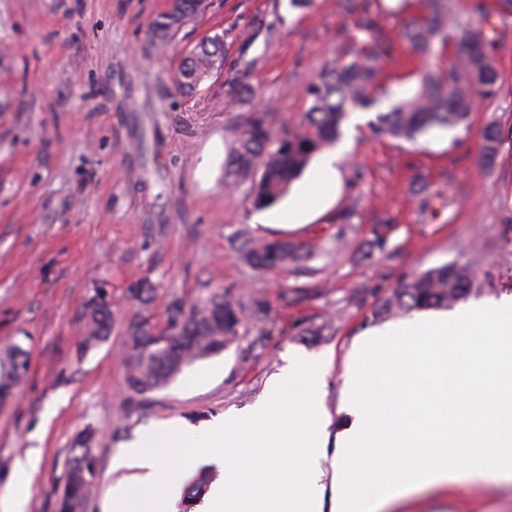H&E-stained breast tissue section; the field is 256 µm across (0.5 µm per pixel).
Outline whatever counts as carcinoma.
<instances>
[{"label":"carcinoma","mask_w":512,"mask_h":512,"mask_svg":"<svg viewBox=\"0 0 512 512\" xmlns=\"http://www.w3.org/2000/svg\"><path fill=\"white\" fill-rule=\"evenodd\" d=\"M200 0H175L173 7L151 23L152 45L166 44L193 16L203 10ZM341 9L365 15L357 51L340 67L325 71L306 90L309 107L298 124H278L275 114L256 109L239 116L240 133L230 152L224 186H248L256 209L276 204L313 157L339 142L350 111L367 108L378 100L391 101L388 111L377 115V133L399 142L415 143L434 129L468 125L479 96L493 98L501 75L489 40L480 27L460 21L453 0H397L394 11L407 16L405 40L425 62L417 72L418 89L406 99L392 100L391 88L378 83L380 62L395 51L381 38L371 0H340ZM224 65V36L216 34L196 44L175 78L185 95L198 91L211 73ZM506 140L502 126L487 122L481 130V155L486 166L495 164ZM242 260L258 271L272 268L315 276L311 265L320 245L312 239L257 240L241 230L231 241ZM156 291L144 279L129 288L138 310L124 327L125 402L128 411L145 396L168 386L184 368L216 355L244 336L249 328L269 323L265 299L258 293L246 297L229 289L207 291L192 302L173 299L167 308L165 328L153 323L147 307ZM480 292L479 280L467 264H443L404 279L382 297L372 318L389 317L433 308H449ZM112 333V309L98 291L84 314L82 347L93 348ZM28 352L18 343L0 348V405L23 380ZM97 435L78 433L67 460L63 485L57 495V512H84L100 480Z\"/></svg>","instance_id":"cac0c4a2"}]
</instances>
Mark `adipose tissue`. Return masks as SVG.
I'll return each instance as SVG.
<instances>
[{
    "mask_svg": "<svg viewBox=\"0 0 512 512\" xmlns=\"http://www.w3.org/2000/svg\"><path fill=\"white\" fill-rule=\"evenodd\" d=\"M337 183L323 162L288 227ZM341 394L331 512H397L465 476L512 480V295L372 330L347 354Z\"/></svg>",
    "mask_w": 512,
    "mask_h": 512,
    "instance_id": "adipose-tissue-1",
    "label": "adipose tissue"
}]
</instances>
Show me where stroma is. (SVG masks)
Instances as JSON below:
<instances>
[{
	"label": "stroma",
	"instance_id": "obj_1",
	"mask_svg": "<svg viewBox=\"0 0 512 512\" xmlns=\"http://www.w3.org/2000/svg\"><path fill=\"white\" fill-rule=\"evenodd\" d=\"M167 0H0V346L20 343L29 371L0 407V497L18 459L40 454L27 512H56L74 436L98 433L101 481L85 512H104L120 475L112 459L146 429L200 426L258 402L268 376L296 352L331 359L325 406L336 413L345 356L374 329L372 307L405 276L445 263L469 264L485 287L469 305L512 294V142L492 169L479 163L488 119L512 129V12L486 30L502 74L497 97L477 103L468 125L434 130L418 144L376 136L389 101L353 110L333 148L339 184L301 226L278 224L306 185L255 209L224 187V161L239 113L259 108L298 121L305 90L342 62L359 18L338 0L310 8L290 0H209L164 50L147 33ZM222 34L225 58L190 96L174 78L189 48ZM418 61L405 43L385 59L381 81L396 97L417 88ZM424 184L412 195L413 182ZM353 210L351 226L337 216ZM321 239L308 277L256 272L230 241ZM147 278L163 323L172 297L219 287L259 292L270 308L265 336L249 331L195 362L136 411L124 400L123 324L128 289ZM112 304L110 339L79 346L87 301ZM334 317L310 340L300 323ZM424 512H512V482L463 478L447 497L419 498Z\"/></svg>",
	"mask_w": 512,
	"mask_h": 512
}]
</instances>
